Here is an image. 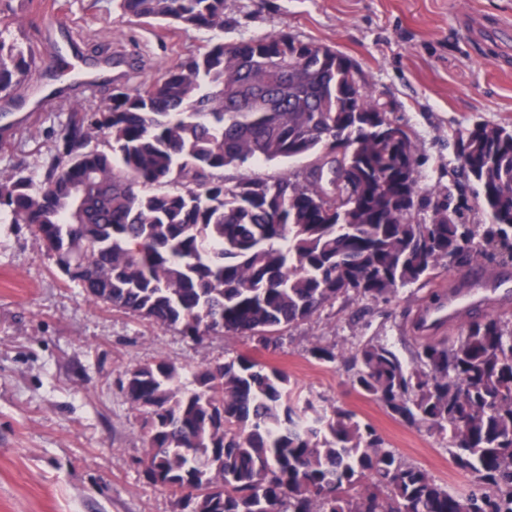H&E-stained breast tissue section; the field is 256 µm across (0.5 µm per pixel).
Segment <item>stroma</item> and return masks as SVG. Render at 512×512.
Listing matches in <instances>:
<instances>
[{"label":"stroma","mask_w":512,"mask_h":512,"mask_svg":"<svg viewBox=\"0 0 512 512\" xmlns=\"http://www.w3.org/2000/svg\"><path fill=\"white\" fill-rule=\"evenodd\" d=\"M13 32L33 45L36 63L10 94L21 105L45 72L58 69L50 41L67 28L86 45L109 44L129 61V88L160 78L208 40L234 42L285 31L347 56L379 105L412 136L422 188L447 200L457 134L477 123L512 124V0H224V28L168 30L118 17L112 0H10ZM65 119L61 99L0 131V170L42 161ZM309 156L255 161L223 171L226 184L303 174ZM462 280L443 271L426 285L402 289L387 304L337 301L310 321L262 346L247 336L193 342L177 330L90 302L65 280L33 228L0 224V512H173V497L152 486L137 461L145 443L142 414L121 391L128 367L165 359L193 369L248 354L285 372L302 396L355 411L408 464L455 492L471 475L459 471L438 434L392 418L355 391L345 358L360 341L386 339L402 358L434 339L456 338L457 323L433 332L417 317ZM335 348L321 363L309 350Z\"/></svg>","instance_id":"stroma-1"}]
</instances>
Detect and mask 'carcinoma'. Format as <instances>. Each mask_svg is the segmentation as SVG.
I'll return each mask as SVG.
<instances>
[{
    "mask_svg": "<svg viewBox=\"0 0 512 512\" xmlns=\"http://www.w3.org/2000/svg\"><path fill=\"white\" fill-rule=\"evenodd\" d=\"M165 28L224 29V0H113ZM32 49L0 27V93ZM303 155V176L218 173ZM448 202L418 186L417 145L336 50L286 32L214 42L143 90L75 98L42 161L0 171V223L33 226L86 296L199 342L267 345L339 299L387 303L441 269L512 265V125L461 131ZM90 181L83 217L72 186ZM476 186L488 224H463L454 191ZM353 388L448 437L476 488L451 493L340 405L238 355L124 371L144 416L148 481L177 512H512V317L487 315L405 362L377 336L348 360Z\"/></svg>",
    "mask_w": 512,
    "mask_h": 512,
    "instance_id": "obj_1",
    "label": "carcinoma"
}]
</instances>
